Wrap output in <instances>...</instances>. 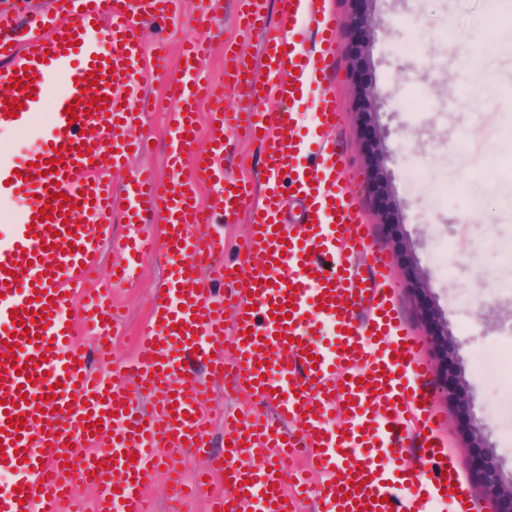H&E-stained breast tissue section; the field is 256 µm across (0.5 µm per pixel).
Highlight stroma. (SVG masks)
I'll return each instance as SVG.
<instances>
[{
    "label": "stroma",
    "instance_id": "stroma-1",
    "mask_svg": "<svg viewBox=\"0 0 512 512\" xmlns=\"http://www.w3.org/2000/svg\"><path fill=\"white\" fill-rule=\"evenodd\" d=\"M490 0H375L369 11L373 36L369 58L353 66L354 5L352 0H326L336 17V38L330 47L336 70L330 81L311 88L304 100L314 112L318 96H334L340 109L335 131L347 160L343 181L348 198L357 205L377 243L393 257L389 281L395 304L408 329L423 337L421 361L430 367L435 393L436 422L447 449L463 465V476L477 512H490L479 475L467 467L471 455L469 430L478 427L505 478L512 480V377L482 366L478 354L489 346L512 345V25L492 30L498 47L483 73L461 69L460 61L476 49L471 36L474 19L487 13ZM238 0L212 5L210 0H178L177 12L164 30L142 28L145 52L140 59L148 78L144 91L161 95L181 65L184 40L202 36L212 47L205 62L214 85L223 92L221 105L233 110L240 97L224 78V51L233 48L255 72L263 70L260 34L237 22ZM209 15L208 26L197 25ZM169 44V59L156 67L150 46L156 37ZM373 87L381 109L382 154L370 155L369 128L355 87ZM167 115L150 112L136 128L150 141L147 153L134 157L128 170L113 174L115 186L132 170L153 168L168 178ZM263 148L238 136L225 160L229 176L255 181L262 167ZM483 209L486 224L460 220L464 210ZM164 259L143 258L131 282L117 286L112 297L120 316L110 355L98 356L92 337L82 345L93 370L105 377L129 360L150 326L151 310L161 296ZM447 328L448 350L456 358L446 367L433 336ZM207 382L210 399L202 413L209 423L211 446L201 452L169 451L168 457L191 479L210 456L224 451V416L238 408L266 411L258 400L235 399L224 382L195 369ZM459 378L467 405L444 398L446 378Z\"/></svg>",
    "mask_w": 512,
    "mask_h": 512
}]
</instances>
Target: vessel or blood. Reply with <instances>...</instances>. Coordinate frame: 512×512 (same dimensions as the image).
Returning a JSON list of instances; mask_svg holds the SVG:
<instances>
[{"instance_id":"1","label":"vessel or blood","mask_w":512,"mask_h":512,"mask_svg":"<svg viewBox=\"0 0 512 512\" xmlns=\"http://www.w3.org/2000/svg\"><path fill=\"white\" fill-rule=\"evenodd\" d=\"M175 0H43L24 19L0 12V128L25 127L44 103L52 112L44 135L25 160L0 164V188L22 200L13 230L0 238V460L15 472V488L0 495V512H60L72 482L96 491L95 512H149L143 493L164 449L208 447L201 406L206 383L183 376L195 360L210 374L231 375L274 407L275 416L231 417L227 455L218 462L227 491L214 512H297L309 488L290 468L302 451L322 476L318 512H432L437 499L467 512L469 493L460 468L444 457L433 421L427 367L417 360L420 339L405 329L387 286L390 261L347 202L342 155L331 132L338 110L322 96L311 135L303 98L332 68L327 49L336 19L325 0H279L281 22L267 25L263 0H245L238 20L259 30L265 77L245 59L224 58L238 80L243 105L210 115L209 144L193 150L199 103L209 87L202 75L203 42H188L168 94L174 102L166 130L168 180L141 168L124 186L128 223L156 212L165 226L161 246L166 290L137 358L112 378L94 376L65 318L81 301L84 326L111 342V291L77 294L96 270L97 250L110 241L121 253L113 285L130 279L149 238H110L112 183L106 169L127 168L147 141L130 131L161 102L142 94L140 28L164 27ZM313 23L320 48L295 39ZM27 86H19V79ZM107 97L106 108L71 121L69 107ZM20 104L18 117L9 103ZM231 132L262 143L261 203L250 183L228 177L224 158ZM218 188L198 193L200 182ZM302 204L293 226L286 200ZM55 216L42 223L40 210ZM250 209L240 250L245 271L223 264L221 236L192 229L214 215L232 219ZM365 258L372 288L355 283L353 261ZM230 282L229 294L201 288L199 272ZM233 310L232 334L224 312ZM152 399L151 413L135 411ZM336 415L339 425L328 422ZM108 437L109 447L96 443ZM422 445L425 471L403 466L408 439ZM390 467H382L381 457ZM358 492H349L350 484Z\"/></svg>"}]
</instances>
